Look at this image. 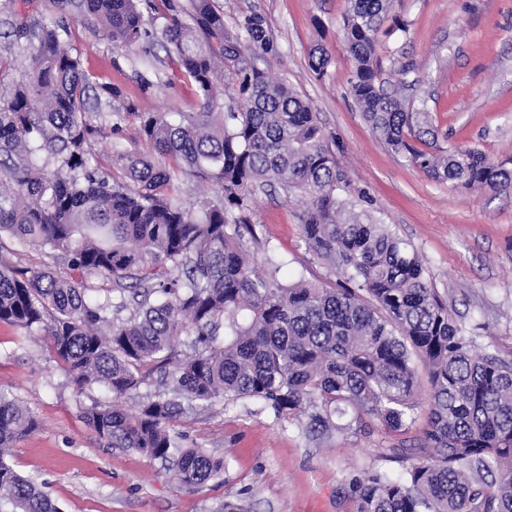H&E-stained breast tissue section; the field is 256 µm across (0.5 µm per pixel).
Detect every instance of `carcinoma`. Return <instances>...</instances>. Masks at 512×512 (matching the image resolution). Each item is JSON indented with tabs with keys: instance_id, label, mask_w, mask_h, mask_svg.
<instances>
[{
	"instance_id": "carcinoma-1",
	"label": "carcinoma",
	"mask_w": 512,
	"mask_h": 512,
	"mask_svg": "<svg viewBox=\"0 0 512 512\" xmlns=\"http://www.w3.org/2000/svg\"><path fill=\"white\" fill-rule=\"evenodd\" d=\"M116 46L160 43L194 84V112L139 115L145 152L93 153L87 92L117 88L83 70L55 21L13 27L28 51L25 80L0 98V322L49 341L81 391L102 385L112 402L85 411L107 445L172 464L176 481L201 485L224 460L184 448L170 433L178 397L205 405L252 398L277 414L304 413L310 431L342 430L369 416L388 433L409 431L416 393L430 402L425 456L402 471L349 483L357 512H512V357L475 352L426 276L414 247L374 213L339 194L340 174L311 103L284 79L243 57L277 46L263 19L246 15L232 34L211 0H190L187 20L146 16L138 0H56ZM390 0H350L343 20L355 62L352 96L384 143L431 178L512 192V171L476 149L418 147L426 106L384 88L377 35ZM311 66L325 74L328 53ZM232 94L220 105L217 83ZM214 186L199 210L175 180ZM279 186L307 201L303 238L336 263L334 286L286 281L251 224L255 191ZM47 257L13 260L8 243ZM263 253L256 275L251 257ZM113 280L119 302L92 295ZM130 311L125 319L118 312ZM158 374L157 393L136 412L118 401ZM31 412L0 390V499L18 512H59L51 497L5 460L35 431Z\"/></svg>"
}]
</instances>
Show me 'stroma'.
<instances>
[{
  "label": "stroma",
  "instance_id": "stroma-1",
  "mask_svg": "<svg viewBox=\"0 0 512 512\" xmlns=\"http://www.w3.org/2000/svg\"><path fill=\"white\" fill-rule=\"evenodd\" d=\"M229 32L243 16L261 15L278 46L258 58L271 76L287 79L313 102L344 181L347 198L365 200L420 254L426 275L455 320L479 347L512 355V195L441 183L409 166L372 131L350 92L353 63L342 18L348 0H212ZM60 20L83 69L120 90L130 116L120 132L99 119L95 151H138L143 112H192L198 96L176 66L157 83L138 47H118L53 0H0V95L25 74V54L9 37L13 20ZM381 76L408 101H426L440 148H475L512 167V0H391L378 35ZM331 57L324 76L309 55ZM304 199L282 190L258 194L253 221L284 278L335 285L337 269L303 239ZM0 386L38 421L7 458L42 485L60 512H221L243 500L248 512H356L351 478L395 472V448L412 459L423 422L401 436L364 420L341 432L313 435L306 415H275L252 399L214 400L187 408L170 427L188 448L224 458L223 475L188 489L170 465L129 448L108 447L83 417L111 401L101 386L77 392L43 336H21L0 323Z\"/></svg>",
  "mask_w": 512,
  "mask_h": 512
}]
</instances>
